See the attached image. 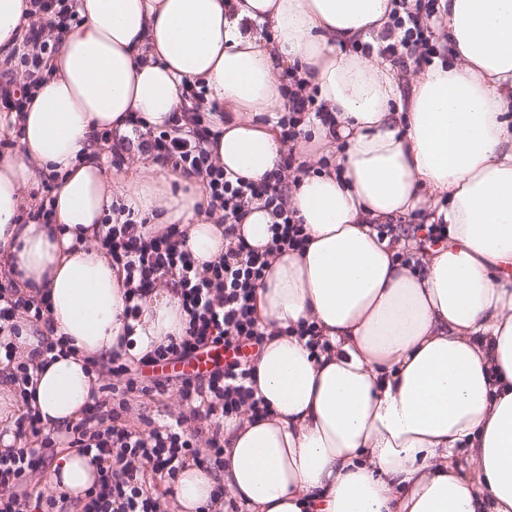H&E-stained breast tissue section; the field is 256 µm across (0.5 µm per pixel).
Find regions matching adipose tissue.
<instances>
[{"mask_svg": "<svg viewBox=\"0 0 512 512\" xmlns=\"http://www.w3.org/2000/svg\"><path fill=\"white\" fill-rule=\"evenodd\" d=\"M399 0H74L79 18L29 107L0 113L17 144L0 157V270L47 296L49 323H22L24 351L68 338L71 355L37 368L31 407L45 431L78 421L123 332L124 289L95 234L114 198L154 224H180L197 263L224 252V227L199 215V178L139 154L115 182L96 133L131 116L171 127L204 88L209 150L260 179L286 146L282 75L315 87L334 125L309 116L299 152L328 167L298 174L288 202L302 251L276 256L256 290L270 336L254 360L264 418L224 423L220 473L187 464L175 512H202L216 485L247 512H512V0H441L449 62L413 79L356 53L377 44ZM29 0H0V61L21 45ZM273 36L265 38L263 27ZM56 179L55 221L39 224L24 189ZM412 213L445 223L448 242L418 266L415 241L376 227ZM171 288L141 303L127 352L181 335ZM315 323L311 350L299 323ZM88 457L55 458L57 491L83 495Z\"/></svg>", "mask_w": 512, "mask_h": 512, "instance_id": "1", "label": "adipose tissue"}]
</instances>
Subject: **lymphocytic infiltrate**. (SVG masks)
<instances>
[{"mask_svg": "<svg viewBox=\"0 0 512 512\" xmlns=\"http://www.w3.org/2000/svg\"><path fill=\"white\" fill-rule=\"evenodd\" d=\"M38 23L32 24L31 50L16 64L0 71V105L23 111L49 58L61 48L57 28L70 25L75 13L71 0H31ZM48 23H41V16ZM439 0H401L388 30L389 43L382 52L395 61L429 64L447 55L440 41ZM281 87L288 103L279 120L281 138L295 143L303 138L307 115L326 117L328 109L296 72H289ZM184 98L194 100L193 127L173 125L160 131L132 126L131 137L155 160L188 176L201 178L206 190L208 216L223 224L229 242L218 260L200 265L185 246L186 234L176 224L158 228L113 205L120 221L103 219L97 243L122 274L128 318H136L140 302L157 286L170 287L188 317L182 335L167 337L131 368L121 352H113L100 365V392L89 416L66 425L63 433L44 432L37 416L25 412L16 421L19 435L33 439V447L0 450V512H27L21 486L39 473L42 449L59 445L89 457L97 469L93 485L79 498V512H161L160 478H177L187 460L224 463V422L243 415L260 417L267 405L256 397L253 366L242 356L246 347L261 346L267 336L256 317L255 291L270 260L285 251H302L305 228L288 206L289 176L309 170L308 162L289 152L279 169L254 181L225 173L223 164L207 148L209 127L201 113V93L185 86ZM260 205L272 219L271 240L265 250L233 242L238 221L252 205ZM237 351L235 360L203 376H179L177 393L200 425L186 431L178 425H158L139 413V399L155 398L168 390L167 380L144 379L140 369L182 361L215 347Z\"/></svg>", "mask_w": 512, "mask_h": 512, "instance_id": "1", "label": "lymphocytic infiltrate"}]
</instances>
